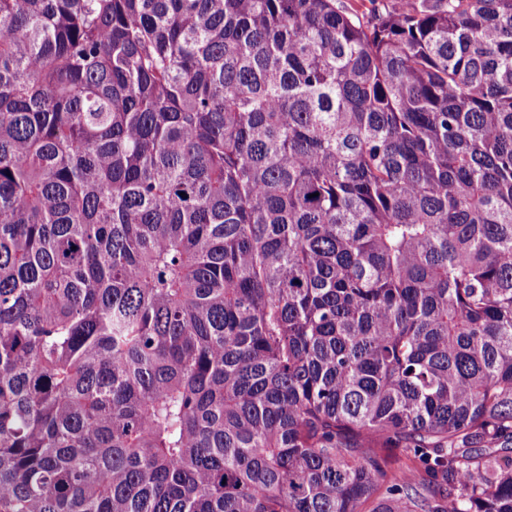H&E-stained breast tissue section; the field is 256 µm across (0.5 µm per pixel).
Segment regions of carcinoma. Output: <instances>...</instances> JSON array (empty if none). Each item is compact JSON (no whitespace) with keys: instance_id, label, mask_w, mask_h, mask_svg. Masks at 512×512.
<instances>
[{"instance_id":"cac0c4a2","label":"carcinoma","mask_w":512,"mask_h":512,"mask_svg":"<svg viewBox=\"0 0 512 512\" xmlns=\"http://www.w3.org/2000/svg\"><path fill=\"white\" fill-rule=\"evenodd\" d=\"M512 512V0H0V512Z\"/></svg>"}]
</instances>
